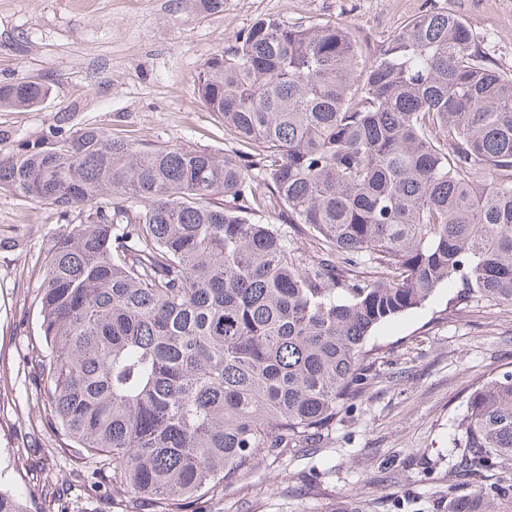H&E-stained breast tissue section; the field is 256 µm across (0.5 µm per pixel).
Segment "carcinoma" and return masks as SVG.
<instances>
[{
  "mask_svg": "<svg viewBox=\"0 0 512 512\" xmlns=\"http://www.w3.org/2000/svg\"><path fill=\"white\" fill-rule=\"evenodd\" d=\"M48 92L0 84V108ZM197 92L234 154L85 127L0 157V190L83 218L40 286L55 424L156 512L321 435L371 379V331L441 286L512 307V78L466 21L423 14L363 64L346 27L266 17ZM271 198L285 223L255 219ZM451 447L448 512L512 504V370L472 389ZM0 512L27 508L1 490Z\"/></svg>",
  "mask_w": 512,
  "mask_h": 512,
  "instance_id": "1",
  "label": "carcinoma"
}]
</instances>
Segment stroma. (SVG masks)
<instances>
[{
	"mask_svg": "<svg viewBox=\"0 0 512 512\" xmlns=\"http://www.w3.org/2000/svg\"><path fill=\"white\" fill-rule=\"evenodd\" d=\"M450 13L472 27L496 71L512 76V0H0V83L49 84L39 105L0 111V156L100 128L145 146L220 157L224 122L196 84L204 63L257 20L347 26L370 54L409 21ZM69 218L0 191V488L29 512H154L149 500L94 482L42 409L26 367L42 348L35 299L49 251ZM456 285L375 328V376L354 409L305 448L259 458L217 512H334L356 492L362 512H448V442L482 379L512 368V307L459 308Z\"/></svg>",
	"mask_w": 512,
	"mask_h": 512,
	"instance_id": "35a3bbf8",
	"label": "stroma"
}]
</instances>
